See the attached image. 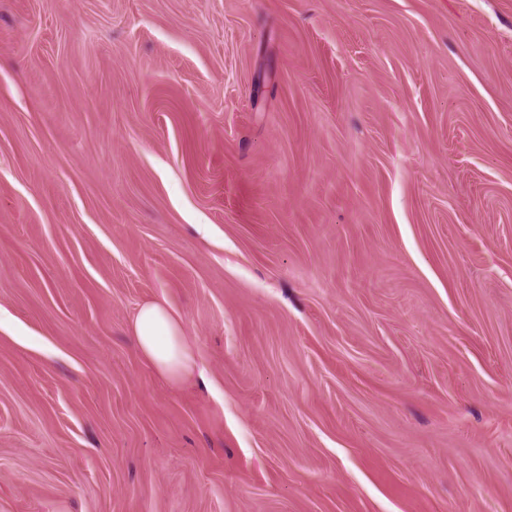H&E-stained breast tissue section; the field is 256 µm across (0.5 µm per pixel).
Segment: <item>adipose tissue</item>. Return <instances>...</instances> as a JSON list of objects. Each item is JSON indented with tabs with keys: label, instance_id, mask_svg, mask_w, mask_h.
<instances>
[{
	"label": "adipose tissue",
	"instance_id": "obj_1",
	"mask_svg": "<svg viewBox=\"0 0 512 512\" xmlns=\"http://www.w3.org/2000/svg\"><path fill=\"white\" fill-rule=\"evenodd\" d=\"M131 337L140 352L170 378H182L192 359L183 328L168 306L160 301L143 304L131 325Z\"/></svg>",
	"mask_w": 512,
	"mask_h": 512
}]
</instances>
